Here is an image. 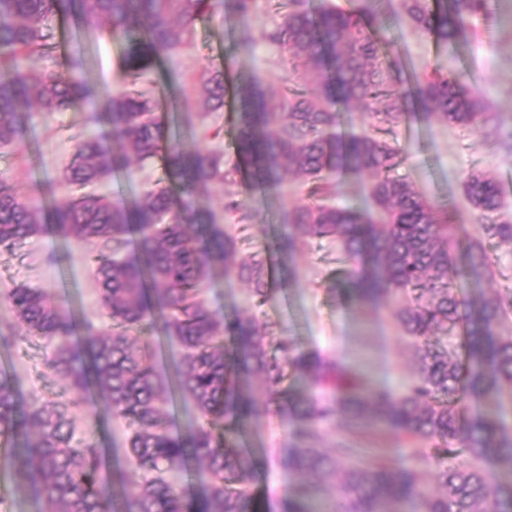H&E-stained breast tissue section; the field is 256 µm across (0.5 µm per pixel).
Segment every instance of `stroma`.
<instances>
[{
  "label": "stroma",
  "mask_w": 512,
  "mask_h": 512,
  "mask_svg": "<svg viewBox=\"0 0 512 512\" xmlns=\"http://www.w3.org/2000/svg\"><path fill=\"white\" fill-rule=\"evenodd\" d=\"M380 10L393 21L391 29L382 34L386 59L393 69L408 76L433 70L466 75L491 114L490 119L477 121L468 129L434 118L412 117L396 130L398 141L408 150L396 175L431 201H453L460 212L463 227L451 250L458 258L481 238L474 209L464 193L471 172L484 173L498 182L502 193L499 219L512 224V154L495 147L501 136L512 132V0H493L492 19H476L467 36L451 49L432 35L414 31L401 16L400 0H381ZM280 21L267 0H259L243 19L216 6L211 15L198 21L192 47L166 55L161 68L142 85V92L167 114L184 150L220 148L225 158L235 159L237 115L247 102L237 92L226 97L223 111L201 112L200 78L208 70L222 67L238 90L256 79L268 92L281 93L286 74L280 53L265 38ZM243 27L253 36L252 48L246 53L235 47ZM123 53L119 42L90 37L82 46V77L100 89L121 93L127 88L121 75ZM88 115L84 104L47 117L22 107L21 135L13 147L0 151V178L43 214H50L55 202L68 193L60 177L75 152L78 135L93 134L104 148L112 146L111 125L90 124ZM163 176L159 162L135 164L114 174L97 191L130 202ZM251 182L252 174L245 169L231 188L247 207L251 241L242 247L246 253L293 233L288 213L304 201L297 179H285L280 188L265 196L256 194ZM96 250L93 244L65 243L49 229L29 238L21 249H0V327L10 329L13 336L9 347H0V370L12 376L24 401L79 398L72 411L74 438L83 440L91 432L105 448L101 487L108 493L114 473L127 465L124 423L112 418L101 393L74 395L59 375L46 368L51 351L47 340L27 336L8 298L19 286L36 288L61 301L79 321L108 330L111 321L90 259ZM487 250L495 265L494 275L470 279L462 295L491 299L512 289V243L494 242ZM337 257L335 244L311 241L274 264L277 285L264 304L254 303L242 280L221 272L207 287L205 299L221 316L241 314L255 317L261 324L278 323L282 336L301 349L337 357L370 385L399 391L418 370V344L398 328L393 304L344 300L353 266L338 262ZM300 430L298 423L265 417L243 438L247 447L261 449L266 462L264 473L252 483L264 512H288V492L302 476L288 467L286 460L301 443ZM310 443L328 451L345 443L358 450L353 463L385 462L418 470L428 479L439 464L458 465L468 459L461 450L424 459L416 454L414 442L400 433L375 425L353 430L340 420L321 429Z\"/></svg>",
  "instance_id": "1"
}]
</instances>
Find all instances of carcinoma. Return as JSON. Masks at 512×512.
<instances>
[{"label":"carcinoma","instance_id":"obj_1","mask_svg":"<svg viewBox=\"0 0 512 512\" xmlns=\"http://www.w3.org/2000/svg\"><path fill=\"white\" fill-rule=\"evenodd\" d=\"M281 23L266 33L280 47L288 72V97L251 94L239 113L237 162L223 166L217 151L187 153L173 140L157 103L130 90L118 95L83 78L46 70L38 62L59 47L57 18L70 23L71 40L97 34L124 45L122 72L134 85L158 65L165 52L191 43L197 21L217 0H0V148L20 134L21 104L47 116L76 103L91 105L89 121L112 124V150L94 136L77 145L64 182L76 194L55 206L53 225L40 210L0 180V248L13 250L51 228L76 243L99 242L111 252L95 257L101 300L112 327L99 333L82 325L46 293L16 288L13 307L33 336L53 343L46 365L72 390L100 392L112 415L127 426L130 470L119 476V500L105 497L99 473L105 449L95 440L73 443L71 402L23 404L11 376L0 372V447L7 450L10 478L19 492L35 491L46 512H263L244 475L258 476L263 457L240 433L262 415L303 426L302 438L342 416L350 426L380 423L423 444L464 449L470 462L440 465L438 488H423L414 469L366 465L339 469L354 449L339 446L329 457L306 445L294 449L289 465L320 473L331 484L299 483L288 495V512H309L319 496L338 492L337 512H512V427L502 398L512 394V340L495 330L512 319V293L492 302L467 300L456 281L491 272V257L479 245L455 266L458 211L434 203L393 175L404 151L383 135L409 119L402 82L384 78L376 0L344 9L326 3L317 11L307 0H272ZM414 27L453 47L471 21L490 13L491 0H446L438 10L429 0H402ZM30 63L26 73L17 69ZM203 111L219 112L230 88L224 72L202 76ZM411 93L422 112L462 128L484 114L479 94L456 74L417 75ZM384 102L373 134H333L336 104L369 107ZM162 161L165 178L128 205L93 191L130 161ZM247 162L258 188L278 185L292 174L309 185L307 202L290 213L301 237L277 242L292 255L300 239L334 240L344 259L360 264L351 273L348 296L393 302L406 336L419 341L420 369L400 392L371 386L341 360L307 351L279 334L275 323L256 324L241 315L220 317L202 298L215 266L251 285L263 303L272 291L269 250L260 246L239 257L237 239L213 227L205 240L189 233L211 216L194 205L197 190L214 181L235 183ZM368 173L367 206L330 203L335 176ZM465 195L478 211L488 242L512 241V224L498 222L500 191L482 173L465 182ZM136 252L129 255V237ZM165 334L183 349L177 378L159 380L153 352L141 336L154 315ZM464 332L466 360L456 359L448 338ZM183 393L200 421L174 436L164 405ZM476 402L470 413L463 398ZM191 459L202 466L201 484L184 486L167 466Z\"/></svg>","mask_w":512,"mask_h":512}]
</instances>
